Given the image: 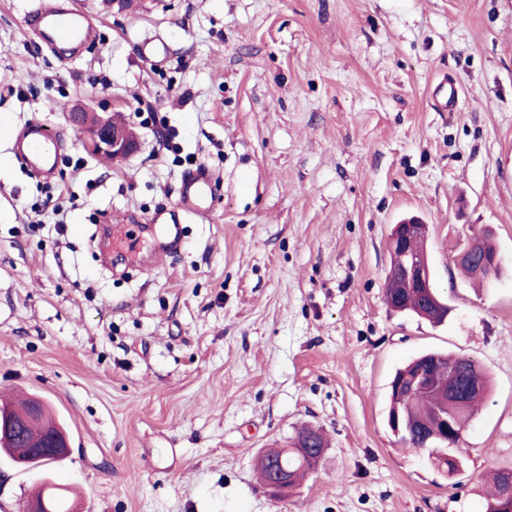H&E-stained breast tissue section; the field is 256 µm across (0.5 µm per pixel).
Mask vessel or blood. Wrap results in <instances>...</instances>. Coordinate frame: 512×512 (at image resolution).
<instances>
[{
    "label": "vessel or blood",
    "mask_w": 512,
    "mask_h": 512,
    "mask_svg": "<svg viewBox=\"0 0 512 512\" xmlns=\"http://www.w3.org/2000/svg\"><path fill=\"white\" fill-rule=\"evenodd\" d=\"M34 22L61 53H71L88 42L91 23L84 10L71 6L50 12H38L34 15ZM15 138L18 142L17 156L21 165L43 174L51 173L55 169L59 154L54 129L34 120L17 132ZM214 183L213 172L204 165L197 166L184 177L177 205L170 211L154 217L155 223L163 225L166 229V240L160 243L159 252H167L179 244L177 228L187 218L207 217Z\"/></svg>",
    "instance_id": "vessel-or-blood-1"
}]
</instances>
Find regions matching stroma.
<instances>
[{
	"label": "stroma",
	"mask_w": 512,
	"mask_h": 512,
	"mask_svg": "<svg viewBox=\"0 0 512 512\" xmlns=\"http://www.w3.org/2000/svg\"><path fill=\"white\" fill-rule=\"evenodd\" d=\"M53 2L0 0V121L59 128L62 154L49 178L0 169V399L40 400L71 451L0 456V512L46 481L75 512H482L483 476L512 469V0H80L94 27L70 59L30 26ZM75 108L121 114L139 152L91 153ZM199 163L212 212L139 266ZM409 217L430 227L439 326L384 301ZM102 224L139 238L121 272ZM484 228L502 264L479 285L455 258ZM431 350L491 378L452 476L387 423L395 371ZM304 427L324 457L272 493L256 460Z\"/></svg>",
	"instance_id": "stroma-1"
}]
</instances>
